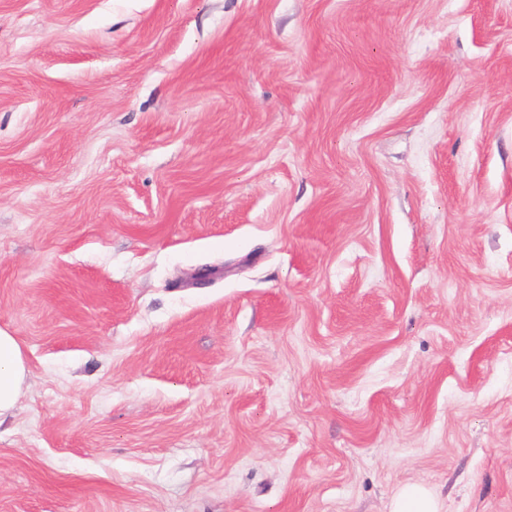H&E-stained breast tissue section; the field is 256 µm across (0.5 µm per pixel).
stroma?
<instances>
[{"mask_svg": "<svg viewBox=\"0 0 512 512\" xmlns=\"http://www.w3.org/2000/svg\"><path fill=\"white\" fill-rule=\"evenodd\" d=\"M0 328V512H512V0H0ZM28 373L21 344L9 331L0 329V424L16 409ZM391 512H441L434 494L420 485L402 488L394 497Z\"/></svg>", "mask_w": 512, "mask_h": 512, "instance_id": "obj_1", "label": "stroma"}]
</instances>
